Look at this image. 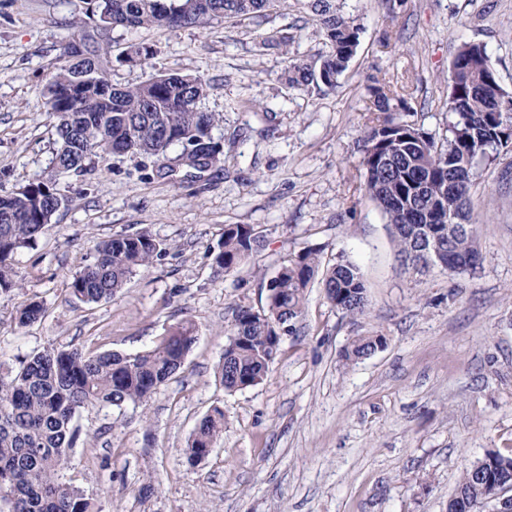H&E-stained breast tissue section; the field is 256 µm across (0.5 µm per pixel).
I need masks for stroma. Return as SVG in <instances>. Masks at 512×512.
Segmentation results:
<instances>
[{
  "label": "stroma",
  "mask_w": 512,
  "mask_h": 512,
  "mask_svg": "<svg viewBox=\"0 0 512 512\" xmlns=\"http://www.w3.org/2000/svg\"><path fill=\"white\" fill-rule=\"evenodd\" d=\"M360 44L336 88H288L290 57L326 50L301 9L267 23L211 19L200 28L116 27L112 55L152 47L150 60L114 63L112 81L135 85L164 72L200 75L219 122L223 168L188 179L162 161L111 154L82 176H56V116L45 86L62 44L86 18V0H0V194L54 180L62 207L36 246L11 259L0 289V375L47 348L136 354L183 319L198 340L183 367L145 403L82 412L66 478L101 512H447L464 469L512 453V147L474 173L472 272L403 266L390 227L368 195L362 145L373 116L371 78L403 86L411 120L448 135V74L457 51L483 44L512 90V0H338ZM289 29V49L262 47ZM228 224H247L263 247L240 271L216 277L210 253ZM148 230L165 254L94 304L74 300L73 274L96 245ZM318 250L323 265L356 264L368 307L351 318L320 283L307 290L299 333L257 386L226 391L216 376L233 310L267 302L287 260ZM30 301L41 320L15 321ZM358 336H380L348 363ZM224 432L207 459L182 450L213 408ZM383 344V337L380 336H358L343 350L342 358L346 362L356 361L371 355Z\"/></svg>",
  "instance_id": "obj_1"
}]
</instances>
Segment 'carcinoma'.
I'll use <instances>...</instances> for the list:
<instances>
[{"label":"carcinoma","mask_w":512,"mask_h":512,"mask_svg":"<svg viewBox=\"0 0 512 512\" xmlns=\"http://www.w3.org/2000/svg\"><path fill=\"white\" fill-rule=\"evenodd\" d=\"M287 0H88L83 24L62 45L59 65L46 85L48 110L57 119L54 165L59 175H81L91 157L109 154L164 159L181 149V165L202 173L224 164L212 130L219 118L202 109L206 80L166 73L136 85L112 83V61L153 56L137 46L112 57L104 37L115 26L198 28L214 17L260 23ZM328 51L313 61L293 58L280 79L289 87L336 86L359 45L360 28L336 8L335 0H309ZM456 80L449 84L448 111L453 121L446 142L404 119L412 107L403 87L384 79L368 86V111L377 114L363 145L366 190L392 228L405 265H418L422 237L453 224H473L471 188L474 159L512 146V90L500 82L486 48L466 44L456 54ZM54 182H30L0 195V288L16 286L10 259L36 244L44 233L54 201ZM262 246V235L247 224L224 227L212 252L218 276L237 271ZM451 258L444 270L460 273L478 259L475 236H442ZM165 247L141 230L115 234L101 242L92 263L72 276L69 293L90 304L112 297L140 267L162 257ZM327 300L346 316L358 317L367 306L359 268L338 261L323 269L308 250L282 265L267 284L266 306L235 309L232 336L217 368L227 391L259 384L280 350V328L294 325L303 313L306 291L315 278ZM44 315L39 302L17 312L19 326ZM197 341L196 325L182 320L150 350L135 355L86 353L47 348L20 362L0 378V504L7 512H100L95 502L63 480L68 451L75 446L82 411L100 406L118 409L147 401L182 367ZM384 344L381 336H358L343 350L347 362L367 357ZM224 429V412L214 408L202 418L184 448L195 465L209 453ZM512 480V456L489 453L466 468L448 501V512H479L493 485Z\"/></svg>","instance_id":"carcinoma-1"}]
</instances>
